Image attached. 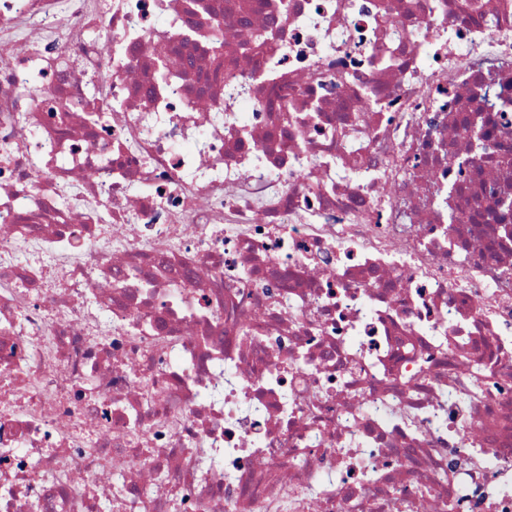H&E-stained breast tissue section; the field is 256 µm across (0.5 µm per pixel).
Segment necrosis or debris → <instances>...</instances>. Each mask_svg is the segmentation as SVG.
Here are the masks:
<instances>
[{"label": "necrosis or debris", "instance_id": "4bbe7bcc", "mask_svg": "<svg viewBox=\"0 0 512 512\" xmlns=\"http://www.w3.org/2000/svg\"><path fill=\"white\" fill-rule=\"evenodd\" d=\"M512 512V0H0V512Z\"/></svg>", "mask_w": 512, "mask_h": 512}]
</instances>
